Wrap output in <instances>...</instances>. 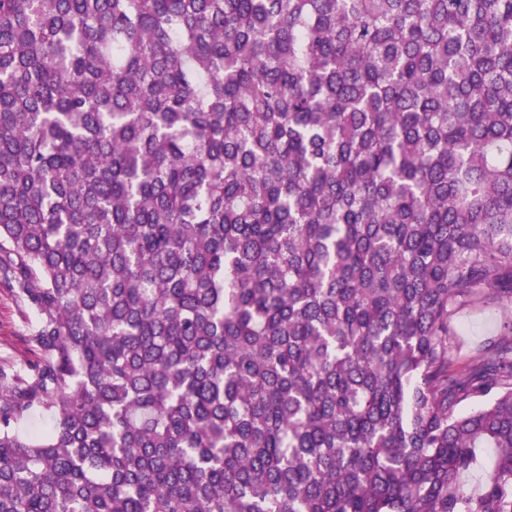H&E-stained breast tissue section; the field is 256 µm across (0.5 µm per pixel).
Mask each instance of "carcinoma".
<instances>
[{
	"label": "carcinoma",
	"mask_w": 512,
	"mask_h": 512,
	"mask_svg": "<svg viewBox=\"0 0 512 512\" xmlns=\"http://www.w3.org/2000/svg\"><path fill=\"white\" fill-rule=\"evenodd\" d=\"M0 278V512H512V0H0ZM33 313L13 297L9 284L0 281V367L35 364L40 351L30 341ZM503 325V311L496 301L486 300L479 305L465 307L451 319V336H448L450 357L460 360L477 353L490 339L502 337Z\"/></svg>",
	"instance_id": "obj_1"
}]
</instances>
